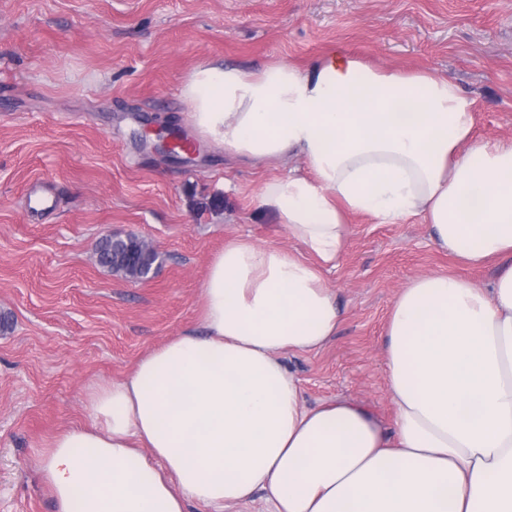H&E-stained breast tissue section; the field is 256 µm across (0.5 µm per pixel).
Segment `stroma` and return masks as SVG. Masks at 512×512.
<instances>
[{
	"label": "stroma",
	"instance_id": "stroma-1",
	"mask_svg": "<svg viewBox=\"0 0 512 512\" xmlns=\"http://www.w3.org/2000/svg\"><path fill=\"white\" fill-rule=\"evenodd\" d=\"M338 50L448 76L475 102L478 137H512V0H0V512H52L42 448L86 420L90 388L200 330L226 239L292 246L258 202L285 168L196 136L185 78L205 60L257 71ZM160 126L192 151L158 150ZM33 185L53 206L31 216ZM348 222L325 274L343 309L337 334L284 362L307 404L348 398L388 423L382 345L399 288L431 273L487 288L496 267L440 251L417 217ZM130 231L159 251L149 281L97 261L102 237Z\"/></svg>",
	"mask_w": 512,
	"mask_h": 512
}]
</instances>
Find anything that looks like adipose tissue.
<instances>
[{
  "label": "adipose tissue",
  "instance_id": "ef3b65f1",
  "mask_svg": "<svg viewBox=\"0 0 512 512\" xmlns=\"http://www.w3.org/2000/svg\"><path fill=\"white\" fill-rule=\"evenodd\" d=\"M195 132L274 161L261 207L289 251L236 238L211 260L202 332L92 388L90 424L55 435L39 472L54 512H512V140L474 134V102L429 71L336 51L307 68L205 61L184 82ZM350 213L418 216L437 246L493 284L428 274L400 289L385 331L384 424L367 406L304 402L287 353L335 335L323 278Z\"/></svg>",
  "mask_w": 512,
  "mask_h": 512
}]
</instances>
